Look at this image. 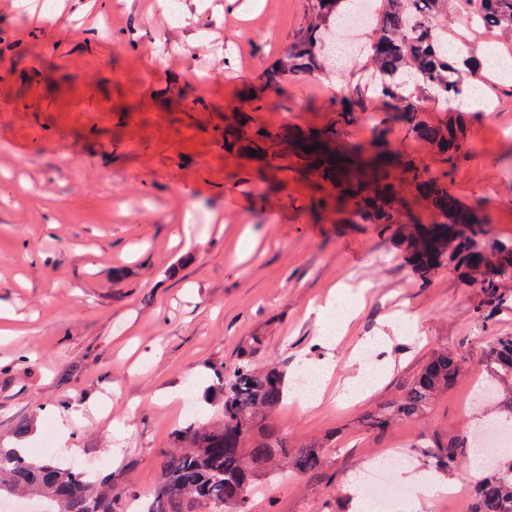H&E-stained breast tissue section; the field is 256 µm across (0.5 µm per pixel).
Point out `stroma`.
<instances>
[{"instance_id":"35a3bbf8","label":"stroma","mask_w":512,"mask_h":512,"mask_svg":"<svg viewBox=\"0 0 512 512\" xmlns=\"http://www.w3.org/2000/svg\"><path fill=\"white\" fill-rule=\"evenodd\" d=\"M182 8L186 23L170 31L164 0H0V310L11 331L0 340V443L18 423L40 431L55 419L57 449L150 495L185 400H202L217 369L259 336L255 363L278 366L286 383L270 427L292 448L321 443L324 458L318 470L265 482L251 512H358L367 463L388 451L399 454L390 481L402 490L425 478L463 488L470 470L436 475L430 460L487 417L484 349L489 337L512 335V299L486 329L475 315L479 289L452 262L420 279L402 236L437 216L414 195L399 196L402 221L383 232L337 207L333 184L295 155L225 149V116L237 112L293 135L331 126L339 141L371 151L379 100L340 123L341 81L259 86L304 25L306 0ZM448 37L512 58V42L483 27L452 19ZM193 72L207 78L197 94ZM482 92L489 105L465 96L422 114L463 125L466 145L450 161L403 124L386 126L384 138L403 164L446 175L485 239L512 241V78ZM256 94L267 102L259 112ZM117 267L135 274L113 279ZM335 295L352 314L319 348L317 309ZM438 348L463 359L456 382L425 417L369 428L368 416L405 401ZM327 360L336 368L322 402L303 407L299 377ZM170 390L181 401L164 402Z\"/></svg>"}]
</instances>
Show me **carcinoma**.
<instances>
[{"label": "carcinoma", "instance_id": "cac0c4a2", "mask_svg": "<svg viewBox=\"0 0 512 512\" xmlns=\"http://www.w3.org/2000/svg\"><path fill=\"white\" fill-rule=\"evenodd\" d=\"M354 0H307V22L296 39L268 66L265 87L275 89L286 77L316 75L332 69L328 51L336 34L349 28L343 21ZM467 12L477 24L508 34L512 32V0H383L371 10L366 25L368 41L363 51L366 70L377 78L367 91L362 74L354 73L350 89L340 96L341 119L350 121L362 110L366 98L375 96L389 110L379 124L402 122L411 135L448 159L465 143L460 124H429L420 118L430 103H448L471 90L468 73L475 60L461 52L448 51L445 23L452 12ZM246 149L288 153V129L273 133L240 123L225 131ZM297 146L306 157L318 159L325 174L343 178L341 199L346 206L372 224H399L394 206L387 149L379 147L372 157L342 145L331 148L327 137L311 130L297 135ZM312 150L306 151L304 147ZM407 186L415 189L427 206L444 221L423 230H407L409 256L422 275L440 265L452 251L455 268L470 284L481 289L490 303H499L508 292V280H492L487 270H512V241H494L486 250L473 220L462 213L448 192V182L414 170ZM263 337L255 336L229 372H217L216 421H190L172 436V446L162 453L160 476L146 512H248V496L257 477L279 475L292 468L301 472L319 469L321 446L313 443L290 449L288 442L265 420L285 398L283 373L260 369L253 355ZM486 388L492 397L483 401L489 409L512 416V336H491L485 348ZM463 371L458 355L446 348L434 351L414 379L408 397L396 410L369 418V426L383 429L396 416L419 417L433 397L448 389ZM460 443L438 446L434 467L451 475L459 463ZM466 490L475 497L474 512H512V454L501 456L483 470ZM139 495L132 485L112 486V475L93 479L79 464H62L52 458L32 459L22 448L0 445V499L26 497L46 505L44 512H127L126 503Z\"/></svg>", "mask_w": 512, "mask_h": 512}]
</instances>
